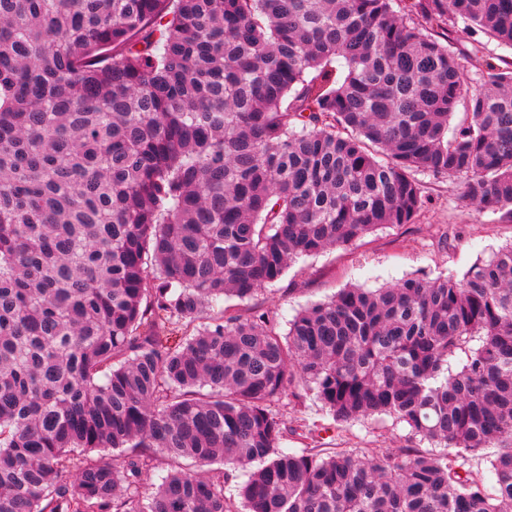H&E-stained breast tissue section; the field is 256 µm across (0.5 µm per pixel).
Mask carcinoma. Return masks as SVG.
<instances>
[{
  "instance_id": "cac0c4a2",
  "label": "carcinoma",
  "mask_w": 512,
  "mask_h": 512,
  "mask_svg": "<svg viewBox=\"0 0 512 512\" xmlns=\"http://www.w3.org/2000/svg\"><path fill=\"white\" fill-rule=\"evenodd\" d=\"M460 22L512 49V0H0V512H512V245L284 334L224 305L419 173L512 224V57ZM310 397L434 450L280 447Z\"/></svg>"
}]
</instances>
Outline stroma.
Here are the masks:
<instances>
[{"label":"stroma","instance_id":"obj_1","mask_svg":"<svg viewBox=\"0 0 512 512\" xmlns=\"http://www.w3.org/2000/svg\"><path fill=\"white\" fill-rule=\"evenodd\" d=\"M421 180L429 202L415 223L385 226L350 245L300 259L278 283L259 292L251 308L269 312L284 332L301 308L347 285L373 290L414 276L459 277L479 259L512 242V224L494 223L492 213L462 201L458 189L449 188L445 180L426 174ZM280 411L286 427L281 445L287 449L307 445L294 433L298 420L311 426L330 421L321 404L312 399L302 412H294L287 404ZM329 443L365 455L419 445L405 424L386 416L337 427Z\"/></svg>","mask_w":512,"mask_h":512}]
</instances>
